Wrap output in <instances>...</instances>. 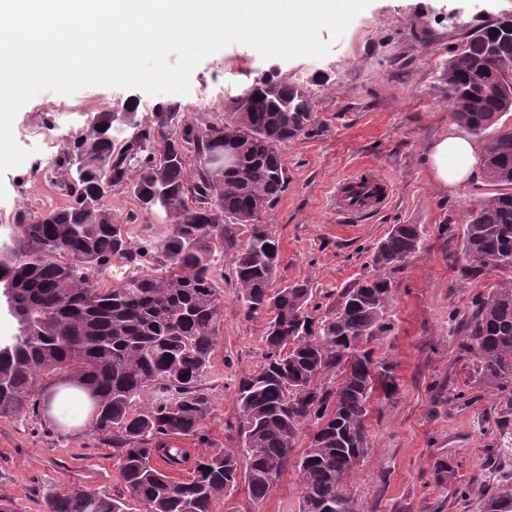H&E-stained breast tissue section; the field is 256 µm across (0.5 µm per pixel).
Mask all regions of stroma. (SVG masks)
I'll list each match as a JSON object with an SVG mask.
<instances>
[{"label": "stroma", "mask_w": 512, "mask_h": 512, "mask_svg": "<svg viewBox=\"0 0 512 512\" xmlns=\"http://www.w3.org/2000/svg\"><path fill=\"white\" fill-rule=\"evenodd\" d=\"M502 15H512V0H371L319 59H265L235 43L195 67L184 95L106 86L71 95L39 92L13 122L14 139L29 155L0 175V214L34 219L38 199L68 202L64 170L30 176L46 150L29 135L32 125L51 129L66 148L94 112L106 108L133 106L147 124L161 106L177 103L185 120L205 126L222 123L226 106L254 80L281 77L304 86L313 130L282 147L288 186L263 216L280 242L275 287L310 280L313 304L330 307L343 288L372 276V254L392 225L424 230L421 249L385 271L394 288L391 330L371 348L375 358L393 364L397 388L375 385L372 452L354 469L349 487L365 512H479L486 496L512 484V395L487 382L465 346L464 326L500 275L465 274L458 246L466 209L495 189L482 176L442 190L429 177L425 154L454 122L440 81L444 66L469 27ZM366 171L389 181L387 204L341 218L332 202L337 182ZM110 205L132 242L166 231L123 189L113 190ZM223 271L224 319L201 382L212 398L210 443L186 441L195 456L231 448L224 427L237 414L238 380L264 357L265 322L244 317L231 265ZM441 462L448 465L444 485L435 479ZM298 482L296 471H288L259 506L238 488L219 500L216 512H299ZM70 486L108 496L124 492L111 448L83 435L51 437L25 414L0 419V495L11 499L14 512H44L46 490Z\"/></svg>", "instance_id": "obj_1"}]
</instances>
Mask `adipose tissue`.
Instances as JSON below:
<instances>
[{
  "instance_id": "ef3b65f1",
  "label": "adipose tissue",
  "mask_w": 512,
  "mask_h": 512,
  "mask_svg": "<svg viewBox=\"0 0 512 512\" xmlns=\"http://www.w3.org/2000/svg\"><path fill=\"white\" fill-rule=\"evenodd\" d=\"M479 147L460 125H451L447 134L428 149V165L433 180L444 189H454L478 178Z\"/></svg>"
}]
</instances>
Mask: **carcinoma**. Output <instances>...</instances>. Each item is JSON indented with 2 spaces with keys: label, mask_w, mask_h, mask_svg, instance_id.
I'll list each match as a JSON object with an SVG mask.
<instances>
[{
  "label": "carcinoma",
  "mask_w": 512,
  "mask_h": 512,
  "mask_svg": "<svg viewBox=\"0 0 512 512\" xmlns=\"http://www.w3.org/2000/svg\"><path fill=\"white\" fill-rule=\"evenodd\" d=\"M512 16L471 28L440 80L454 118L484 143L495 193L467 211L460 254L474 276L512 272ZM178 117L169 125L166 113ZM122 146L113 112L95 113L62 153L69 202L34 221L21 215L0 249V286L9 287L16 332L0 342V419L42 416L41 391L65 379L95 397L90 435L112 448L129 497L75 486L45 493L46 512H215L223 496L247 486L260 504L290 469L299 476L300 512H362L349 489L357 461L370 452V401L376 378L393 388L392 366L367 345L390 330L393 287L380 274L421 249L419 224H395L375 247L379 273L342 289L331 307L310 305L302 280L272 288L279 239L262 215L288 184L279 147L313 122L309 91L285 79L243 90L220 126L185 121L170 104ZM235 141L239 162L220 175L207 155ZM137 170L136 177L131 171ZM123 188L154 214L165 197L166 233L153 246L156 265L104 285L98 274L116 255L136 265L145 252L113 221L108 199ZM243 244H237L240 235ZM234 250L237 301L265 321L263 364L240 378L238 414L226 423L239 447L190 458L173 440H209L211 399L200 386L224 317L217 272ZM468 348L483 376L512 392V278L491 287L468 321ZM333 377L336 384L326 381ZM313 436L294 453L303 430ZM174 470L191 462L192 472ZM482 512H512V486L487 497Z\"/></svg>",
  "instance_id": "obj_1"
}]
</instances>
